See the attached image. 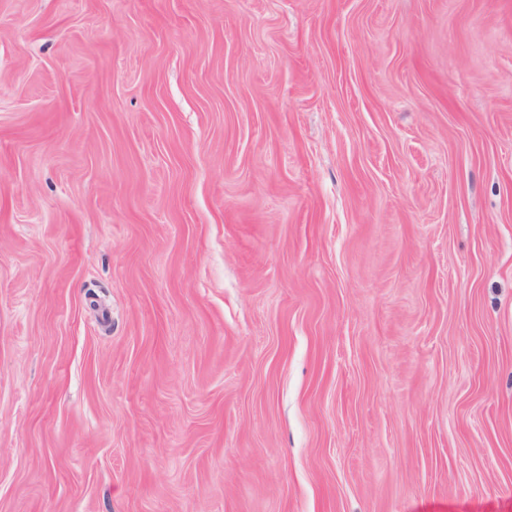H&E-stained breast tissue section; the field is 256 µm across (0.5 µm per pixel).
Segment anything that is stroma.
<instances>
[{
  "instance_id": "35a3bbf8",
  "label": "stroma",
  "mask_w": 512,
  "mask_h": 512,
  "mask_svg": "<svg viewBox=\"0 0 512 512\" xmlns=\"http://www.w3.org/2000/svg\"><path fill=\"white\" fill-rule=\"evenodd\" d=\"M0 512H512V0H0Z\"/></svg>"
}]
</instances>
